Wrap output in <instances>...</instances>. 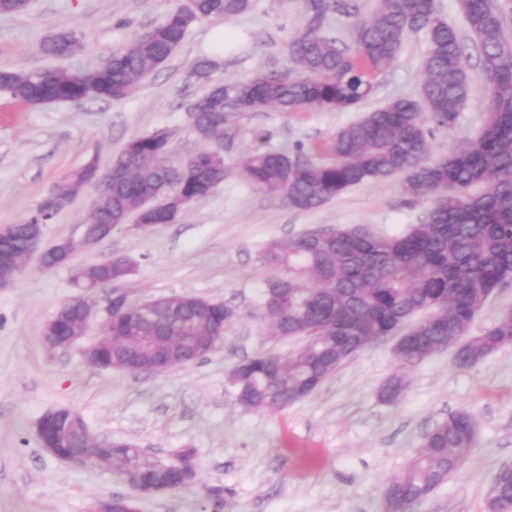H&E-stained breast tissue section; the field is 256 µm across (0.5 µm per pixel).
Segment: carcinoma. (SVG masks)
Here are the masks:
<instances>
[{
  "label": "carcinoma",
  "mask_w": 512,
  "mask_h": 512,
  "mask_svg": "<svg viewBox=\"0 0 512 512\" xmlns=\"http://www.w3.org/2000/svg\"><path fill=\"white\" fill-rule=\"evenodd\" d=\"M248 7V0H195L191 11H172L147 38L136 37L112 53L102 71L81 75L68 68L48 72L0 69V92L30 105L56 99L119 101L182 44L195 22L223 19ZM467 29L479 51V78L484 84L486 118L471 141L453 146L432 161V129H453L467 104L473 74L464 61L458 31L448 25L437 0H378L374 12L354 23V46L341 48L321 33L333 0H305L307 22L289 42L298 71L256 73L236 83H214L224 95L221 113L189 109L191 125L207 146L186 162L189 178L169 183L168 130L130 139L110 155L97 179L86 168L60 177L51 193L57 204L42 203L19 224L0 229V276L24 272L27 253L39 225L88 187L95 205L89 232L97 224L118 228L131 218L141 224H170L177 199L207 196L210 184L227 175L219 144L238 134L234 117L277 107L334 111L359 108L374 90V79L396 59L404 34L422 32L427 40L419 98L397 97L364 113L332 137V160L322 162L297 146L292 150L257 147L242 163L256 188L280 196L289 207L314 210L346 190L373 180L405 178L410 202H426L419 223L403 234L382 235L365 224L310 232L267 244L261 260L281 270L261 292L260 308L270 337L290 333L309 344L289 355L258 353L237 366L242 384L233 389L248 410L280 411L309 396L355 353L385 336L395 325L413 321L409 341L395 355V373L381 387V400L394 403L404 394L411 368L455 348L454 361L469 367L488 354L512 346V311L505 312L476 336L471 325L493 288L512 283V43L505 17L512 0H458ZM80 48L75 34L60 33L43 45L44 52L66 57ZM120 275L114 264L76 269L79 293L64 304L66 316L42 329L45 336H72L80 329L85 288ZM238 310L216 302L212 314L190 316V331L164 347L176 365L185 362L191 337L211 335L216 321L229 326ZM116 342L102 349L104 363L120 352H133L149 366L160 353L156 329L130 328L129 318L113 319ZM50 423L65 435L69 453L91 447L89 425L77 411L55 409ZM476 441V423L468 412H454L424 436L421 449L403 471L388 482L383 500L398 508L424 499L449 473L466 463ZM113 460L119 477L139 471L147 478H173L157 468L158 458L136 445L100 448ZM512 510V469L501 470L487 494L488 512Z\"/></svg>",
  "instance_id": "1"
}]
</instances>
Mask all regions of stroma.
<instances>
[{"label":"stroma","instance_id":"1","mask_svg":"<svg viewBox=\"0 0 512 512\" xmlns=\"http://www.w3.org/2000/svg\"><path fill=\"white\" fill-rule=\"evenodd\" d=\"M184 2L31 0L24 12L0 15V68L94 67ZM301 4L250 0L242 14L193 25L172 56L119 101L20 105L0 96V227L28 218L56 180L91 158L106 160L133 137L170 131L175 164L200 150L187 112L207 89L193 75L197 60H213L212 79L227 83L260 70H295L288 43L305 23ZM221 30L228 40L220 47ZM60 32L80 37L82 50L64 59L42 52L43 41ZM426 50L424 33L408 34L359 109L240 113L239 136L224 153L228 176L174 223L115 229L72 262L50 270L31 264L0 287V512H89L94 499L129 494L110 468H79L44 451L37 424L57 407L81 413L95 436L129 441L152 455L195 450L194 484L142 499L141 512H203L204 491L212 487L223 488L226 512H381L386 482L417 453L423 435L465 410L477 423L467 462L408 512H487L494 476L512 465V347L467 368L455 365L453 351L437 353L410 371L393 405L378 398L395 369L392 336L358 352L281 411H244L227 381L257 353L300 347L269 337L261 316L259 291L276 274L260 259L270 241L354 224L395 235L418 223L426 208L409 203L400 177L352 187L311 211L289 208L239 171L257 144L255 134L265 133L267 148L300 145L327 159L332 136L363 112L417 97ZM484 120V90L476 82L456 127L434 131L433 158ZM91 199L87 190L61 208L42 229L44 244L78 234L90 219ZM114 257L136 269L118 283L132 299L190 293L236 307L240 318L225 330L223 345L162 375L90 367L83 350L100 332L95 322L71 347L49 350L41 328L72 295V268Z\"/></svg>","mask_w":512,"mask_h":512}]
</instances>
